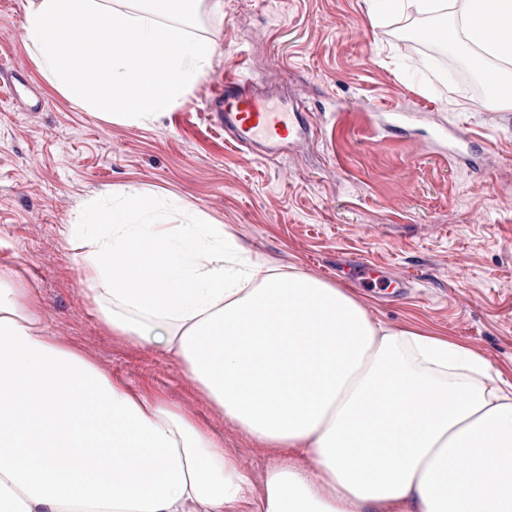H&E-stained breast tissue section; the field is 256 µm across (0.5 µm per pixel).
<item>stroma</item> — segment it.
Listing matches in <instances>:
<instances>
[{
    "label": "stroma",
    "mask_w": 512,
    "mask_h": 512,
    "mask_svg": "<svg viewBox=\"0 0 512 512\" xmlns=\"http://www.w3.org/2000/svg\"><path fill=\"white\" fill-rule=\"evenodd\" d=\"M25 2L0 0V66L21 70L44 108L0 100V269L20 304L37 302L47 336L133 390L191 408L254 482L287 462L225 423L163 348L112 335L86 299L85 247L64 232L87 202L113 205L138 188L182 200L165 222L207 217L230 249L345 288L384 326L462 343L512 381V111L440 70L414 76L401 34L413 12L388 8L375 25L367 0H224L216 24L200 6L198 34L214 47L204 75L173 111L131 125L49 85L13 38ZM240 74L306 111L313 139L268 159L227 143L206 101L213 78ZM397 109L408 114L400 136L384 130ZM438 122L470 132L491 164L473 173L448 161L429 143ZM353 254L410 286L363 287Z\"/></svg>",
    "instance_id": "35a3bbf8"
}]
</instances>
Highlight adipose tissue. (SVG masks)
<instances>
[{
	"instance_id": "ef3b65f1",
	"label": "adipose tissue",
	"mask_w": 512,
	"mask_h": 512,
	"mask_svg": "<svg viewBox=\"0 0 512 512\" xmlns=\"http://www.w3.org/2000/svg\"><path fill=\"white\" fill-rule=\"evenodd\" d=\"M463 2L465 24L435 36L479 71L487 22L512 37V0ZM156 210L136 189L81 208L68 234L88 246V298L293 464L255 486L193 412L45 336L38 305L20 306L0 270V512H512V384L482 357L377 324L326 281L232 261L222 225ZM451 458L465 469L449 472Z\"/></svg>"
}]
</instances>
